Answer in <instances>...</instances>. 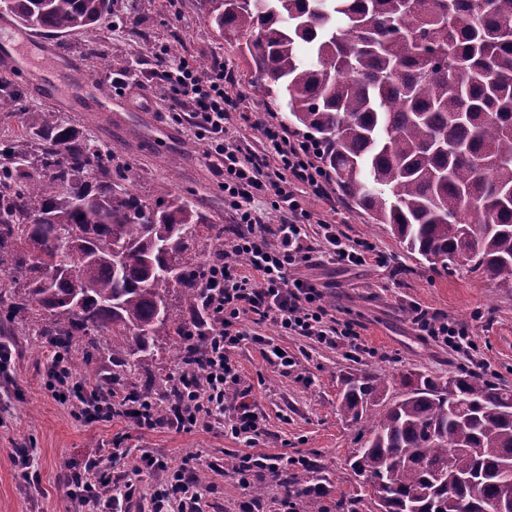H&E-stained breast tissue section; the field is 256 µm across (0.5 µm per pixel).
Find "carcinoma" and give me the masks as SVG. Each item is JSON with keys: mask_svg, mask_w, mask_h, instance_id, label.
<instances>
[{"mask_svg": "<svg viewBox=\"0 0 512 512\" xmlns=\"http://www.w3.org/2000/svg\"><path fill=\"white\" fill-rule=\"evenodd\" d=\"M221 33L245 39L253 88L278 96L322 149L325 177L406 248L441 270L455 259L512 288V0H209ZM0 12L53 36L94 32L112 0H0ZM19 93L0 72V112ZM0 307L41 320L72 371L93 379L98 336L122 371L170 346L186 361L182 289L204 324L199 274L224 257V227L190 194L129 189L101 150L57 112H33L21 143H0ZM389 394L351 376L338 405L374 416L351 468L362 498L293 479L298 512H497L512 499V390L462 372L420 375ZM458 453L448 457V448Z\"/></svg>", "mask_w": 512, "mask_h": 512, "instance_id": "cac0c4a2", "label": "carcinoma"}]
</instances>
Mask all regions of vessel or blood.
<instances>
[{
    "label": "vessel or blood",
    "instance_id": "obj_1",
    "mask_svg": "<svg viewBox=\"0 0 512 512\" xmlns=\"http://www.w3.org/2000/svg\"><path fill=\"white\" fill-rule=\"evenodd\" d=\"M33 53L42 60L59 65L67 75L69 93L61 94L49 88L43 91L45 99L54 105L73 112H87L91 109V101H98L105 106L112 103V96L99 94L97 77L75 59L63 58L56 46L39 40L32 32L0 21L1 67L24 73L29 64V56Z\"/></svg>",
    "mask_w": 512,
    "mask_h": 512
}]
</instances>
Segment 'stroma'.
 <instances>
[{"label": "stroma", "instance_id": "obj_1", "mask_svg": "<svg viewBox=\"0 0 512 512\" xmlns=\"http://www.w3.org/2000/svg\"><path fill=\"white\" fill-rule=\"evenodd\" d=\"M206 0H112V12L93 32L58 37L57 43L88 71L134 77L119 122L107 124L93 116L66 113L68 120L131 180L136 192L153 196L160 185L192 191L212 223L231 227L234 214L224 205V177L208 143L187 123L176 122L165 90L154 72L172 40L192 60L220 56L230 71L224 85L239 103L229 130L244 156H263L261 126L282 124L286 114L276 99L252 90L245 58L210 23ZM324 196L303 195L311 213L306 231L309 243L324 250L321 223L337 225L348 239L376 246L384 262L347 269L322 261L300 268L299 276L317 282L325 303L337 320L355 324L363 347L347 354L344 347L319 344L300 336L280 335L273 324L260 326L262 335L288 350L296 364L289 373L265 360L254 347L235 352L266 435L259 444L267 453L303 457L307 468L272 477L259 475L267 489L259 512H275L291 478L323 480L328 489L357 491L349 461L358 443L356 427L337 412L344 380L355 373L385 376L391 392L402 390L404 376L417 373L447 378L465 369L466 360L485 365V378L512 388V290L497 287L489 276L471 272L465 261L442 271L419 255L409 253L388 225L376 224L355 209L335 182L325 184ZM467 329L474 345L470 356L420 335L412 321L413 307ZM16 352L10 368L0 373V512H85L66 494L70 469L91 457L107 455L115 435H125L130 454L114 468L118 482L132 481L142 498H149L160 473L132 472L130 465L148 452L172 465L192 460L208 470V512H239L251 497L225 459L244 453V446L221 430L178 432L143 430L124 421L87 423L74 410L56 402L44 388L47 344L29 331L10 339ZM177 365L167 351L156 353L152 365L127 374L126 385L161 401L159 384L176 376ZM29 451L35 484L21 476L17 457ZM212 462L223 471H209Z\"/></svg>", "mask_w": 512, "mask_h": 512}]
</instances>
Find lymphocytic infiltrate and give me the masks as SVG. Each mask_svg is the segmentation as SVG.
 Segmentation results:
<instances>
[{
	"label": "lymphocytic infiltrate",
	"mask_w": 512,
	"mask_h": 512,
	"mask_svg": "<svg viewBox=\"0 0 512 512\" xmlns=\"http://www.w3.org/2000/svg\"><path fill=\"white\" fill-rule=\"evenodd\" d=\"M156 77L169 91L171 110L186 113L224 165V202L241 225L226 247L244 256L245 261L239 264L217 259L206 265L201 288L212 334L205 339L203 372L181 371L178 394L169 403L164 419L155 418L152 400L132 399L129 392L108 380L78 384L66 356L54 348L47 356L45 388L57 401L69 396L71 388H80L77 416L88 423L121 419L148 430L223 429L225 435L246 447L234 469L239 483L246 487L254 473L276 477L287 471L289 458L258 451L265 424L234 357L235 350L253 345L264 359L286 372L294 367V359L280 352L271 337L257 333V326L269 322L287 336L353 349L358 346L359 334L351 322L334 320L324 303L322 288L293 275L294 270L313 260L305 230L309 214L299 195L324 193L323 174L312 161L313 146L291 140L285 129L267 126L262 130L266 158H243L226 128L228 116L238 103L224 90L227 71L222 58H214L204 72L182 60L158 71ZM258 194L272 197L275 207L284 211L282 224L272 227L262 223L253 205ZM322 230L328 244L325 254L334 264L355 267L385 260L369 242H343L335 225H323ZM414 321L427 336L454 350L472 347L465 328L430 316L426 310H417ZM127 454L122 438L113 439L107 456L90 458L82 469L68 475V496L88 512H128L136 492L133 483H125L122 493L110 497L101 492L112 482L113 467ZM140 462L144 469L164 475L155 487L151 512H205L206 494L194 467L185 463L174 467L164 457L150 453L142 454Z\"/></svg>",
	"instance_id": "obj_1"
}]
</instances>
